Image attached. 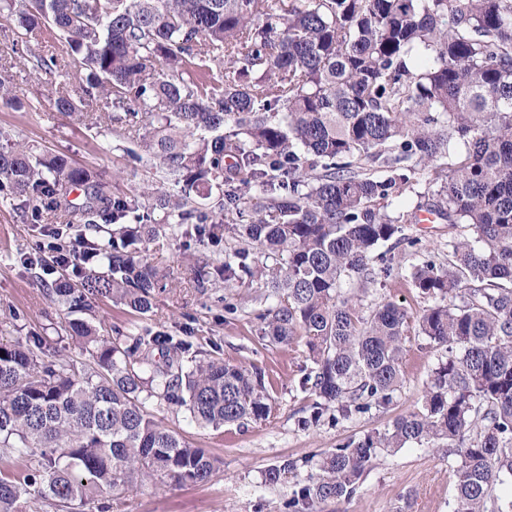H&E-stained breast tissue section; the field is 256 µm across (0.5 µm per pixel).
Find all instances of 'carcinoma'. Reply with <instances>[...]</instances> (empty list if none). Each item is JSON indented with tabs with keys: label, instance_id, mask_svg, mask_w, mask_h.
Returning <instances> with one entry per match:
<instances>
[{
	"label": "carcinoma",
	"instance_id": "obj_1",
	"mask_svg": "<svg viewBox=\"0 0 512 512\" xmlns=\"http://www.w3.org/2000/svg\"><path fill=\"white\" fill-rule=\"evenodd\" d=\"M0 14L65 46L78 86L55 88L56 111L115 125L162 173L159 187L115 193L102 174L0 129V199L39 224L112 225L106 245L82 236L77 283L19 257L41 266L89 363L42 336L0 342V460L20 466L0 474V512L31 497L81 512L105 493L210 479L218 460L150 413L151 398L215 431L269 418L261 368L205 354L186 371L189 342L112 336L83 316L97 298L152 312L172 281L141 257L162 236L157 209L187 249L236 241L223 263L190 267L196 288L213 278L263 289L276 299L255 314L264 335L305 339L303 430L394 403L410 316L389 300L366 312L344 285L390 277L398 251L418 258L412 286L434 299L418 333L445 351L420 405L269 468L274 484L313 463L288 512L351 497L380 451L408 445L458 458L454 512H512L497 494L512 477V0H0ZM9 65L51 72L57 60ZM0 102L26 107L2 76ZM98 102L104 111L86 110ZM420 181L427 201L391 216ZM421 209L471 230L448 240L444 262L402 233Z\"/></svg>",
	"mask_w": 512,
	"mask_h": 512
}]
</instances>
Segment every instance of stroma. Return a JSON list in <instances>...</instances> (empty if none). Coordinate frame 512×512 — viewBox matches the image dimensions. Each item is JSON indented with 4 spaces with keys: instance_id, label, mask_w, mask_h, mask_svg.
Returning <instances> with one entry per match:
<instances>
[{
    "instance_id": "stroma-1",
    "label": "stroma",
    "mask_w": 512,
    "mask_h": 512,
    "mask_svg": "<svg viewBox=\"0 0 512 512\" xmlns=\"http://www.w3.org/2000/svg\"><path fill=\"white\" fill-rule=\"evenodd\" d=\"M15 23L0 15V60L35 52L54 56L59 64L67 57L61 43L46 37L21 39ZM18 95L27 103L16 111L0 105V128L14 133L34 150L67 156L79 166L112 178L115 191L132 194L156 179L152 165L137 159V144L108 128H86L56 112L51 103L56 74L30 68L11 71ZM40 225L30 223L20 211L0 202V339L13 340L35 331L71 357H78L64 331L65 316L45 296L31 271L20 266L19 254L41 257L48 266L56 260L45 247ZM188 256L180 236L170 235L151 246L148 261L169 268L178 277L176 287L159 294L153 313L139 314L108 299L92 307L109 333H138L164 329L171 336L192 343L195 350L232 363L254 364L269 379L274 409L268 421L228 426L215 431L188 421L184 413L163 403H153L156 416L171 430L219 461L208 481L145 487L128 495L110 496L109 512H285L284 505L302 484L308 468L276 485L265 482L267 470L282 457L303 458L337 447L371 429L391 424L416 405L439 351L421 337H411L403 359V386L389 409L373 411L338 424H324L304 431L297 420L311 402L299 384L306 364L303 344L275 345L263 337L254 318L260 301L252 291L240 289L241 307L235 315L224 312V286L199 292L184 279ZM364 307L383 300L402 304L416 313L430 306L402 275L376 285L361 296ZM455 457L444 448L408 446L381 452L364 474L355 496L318 504V512H452L455 493Z\"/></svg>"
}]
</instances>
